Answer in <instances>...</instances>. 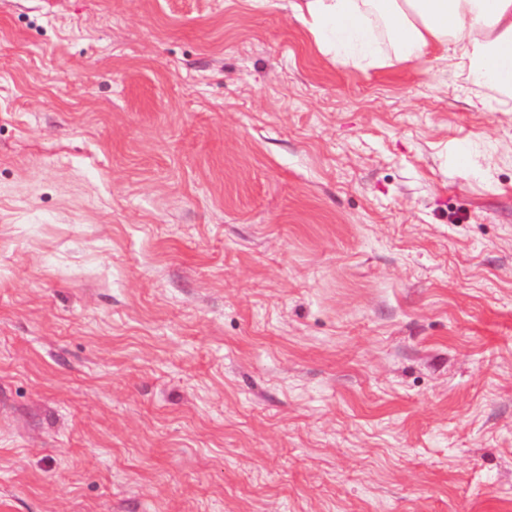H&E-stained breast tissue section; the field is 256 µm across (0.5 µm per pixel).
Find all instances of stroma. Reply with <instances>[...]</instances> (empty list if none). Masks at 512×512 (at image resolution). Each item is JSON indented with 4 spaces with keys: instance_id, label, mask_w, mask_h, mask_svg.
<instances>
[{
    "instance_id": "stroma-1",
    "label": "stroma",
    "mask_w": 512,
    "mask_h": 512,
    "mask_svg": "<svg viewBox=\"0 0 512 512\" xmlns=\"http://www.w3.org/2000/svg\"><path fill=\"white\" fill-rule=\"evenodd\" d=\"M290 3L0 0V512H512V112Z\"/></svg>"
}]
</instances>
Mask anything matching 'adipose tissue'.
Listing matches in <instances>:
<instances>
[{
    "instance_id": "ef3b65f1",
    "label": "adipose tissue",
    "mask_w": 512,
    "mask_h": 512,
    "mask_svg": "<svg viewBox=\"0 0 512 512\" xmlns=\"http://www.w3.org/2000/svg\"><path fill=\"white\" fill-rule=\"evenodd\" d=\"M295 18L340 64L380 66L373 40L382 23L396 57L487 86L512 112V0H293Z\"/></svg>"
}]
</instances>
